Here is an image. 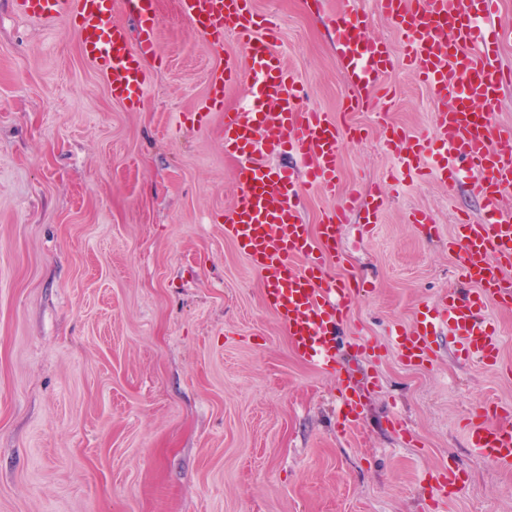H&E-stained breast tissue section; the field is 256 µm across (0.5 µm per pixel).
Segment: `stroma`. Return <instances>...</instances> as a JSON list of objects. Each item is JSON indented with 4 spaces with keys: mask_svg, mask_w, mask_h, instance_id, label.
Returning a JSON list of instances; mask_svg holds the SVG:
<instances>
[{
    "mask_svg": "<svg viewBox=\"0 0 512 512\" xmlns=\"http://www.w3.org/2000/svg\"><path fill=\"white\" fill-rule=\"evenodd\" d=\"M254 2L280 19L305 105L362 130L339 154V193L376 185L387 199L371 236L351 214L330 262L365 287L339 352L379 380L364 430L338 428V379L296 353L224 235L235 162L220 115L190 119L220 60L180 0H155L167 61L135 110L73 31L0 0V512H424L450 459L467 483L447 512H512V468L464 430L486 401L512 409V311L493 313L496 370L461 362L444 336L420 366L394 345L424 305L465 287L448 238L457 212L484 213L385 144L388 122L431 138L436 101L399 62L383 112L346 110L334 33L305 0ZM416 209L432 226L412 223Z\"/></svg>",
    "mask_w": 512,
    "mask_h": 512,
    "instance_id": "obj_1",
    "label": "stroma"
}]
</instances>
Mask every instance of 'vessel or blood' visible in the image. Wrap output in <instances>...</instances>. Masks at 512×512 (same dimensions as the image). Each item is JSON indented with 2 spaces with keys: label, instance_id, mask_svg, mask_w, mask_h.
<instances>
[{
  "label": "vessel or blood",
  "instance_id": "obj_1",
  "mask_svg": "<svg viewBox=\"0 0 512 512\" xmlns=\"http://www.w3.org/2000/svg\"><path fill=\"white\" fill-rule=\"evenodd\" d=\"M499 0H378L381 14L393 21L404 40L405 57L432 92L437 110L430 143L389 127L386 143L408 170H420L432 153L430 175L455 188L465 181L487 217L464 218L448 243L459 249L468 290L449 289L431 310L422 311L413 328L398 334L395 345L409 366L430 361L436 341L434 319L447 324L460 360L495 367L499 339L489 307L512 309V211L501 199L512 190V126L497 121L504 87L512 70L498 63L501 37L496 27ZM19 16L57 22L76 32L85 60L102 76L113 99L134 110L144 102L148 63L161 62L154 0H15ZM311 9L335 34L337 55L352 92L349 109L373 104L372 94L394 66L385 41L369 36L370 20L345 6L325 10V0H309ZM185 18L220 52L225 34L240 48L224 67L211 71L208 93L194 114L198 123L224 115L226 153L240 161L237 192L223 216L224 234L263 281L264 301L286 330L298 354L331 376L344 378L346 364L337 356V331L357 286L337 282L327 259L336 250L337 230L356 207H363L362 231L371 232L385 205L380 192L369 203L356 193L323 213L317 237L301 218L303 189L336 192L338 155L355 129L339 126L329 113L303 104V85L277 48L278 26L259 14L253 0H180ZM133 14L139 28L130 41L125 26L113 23L117 10ZM245 87L244 106L225 108L224 94ZM285 154L305 161L304 171L272 167L271 157ZM363 393L346 381L339 397L338 423L345 432L361 429ZM499 407L490 403L470 414L467 441L479 454L500 465L512 464V423H491ZM461 470L442 466L430 496L429 512H441L450 492L462 484Z\"/></svg>",
  "mask_w": 512,
  "mask_h": 512
}]
</instances>
